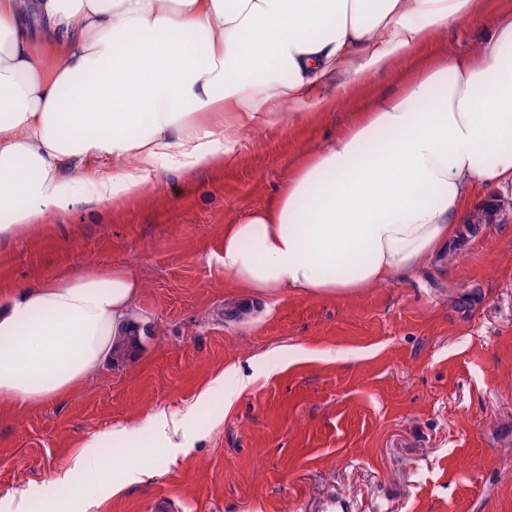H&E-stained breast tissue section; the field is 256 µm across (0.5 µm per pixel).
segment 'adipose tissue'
<instances>
[{
  "mask_svg": "<svg viewBox=\"0 0 512 512\" xmlns=\"http://www.w3.org/2000/svg\"><path fill=\"white\" fill-rule=\"evenodd\" d=\"M475 0H0V239L47 206L139 196L162 163L210 166L228 129L300 119ZM477 50L447 52L357 113L265 205L224 228V269L250 299L352 294L443 259L479 187L512 183V12ZM96 159L94 175L83 172ZM139 281L89 269L0 299V400L67 395L132 335ZM94 436L73 458L95 501L113 479Z\"/></svg>",
  "mask_w": 512,
  "mask_h": 512,
  "instance_id": "ef3b65f1",
  "label": "adipose tissue"
}]
</instances>
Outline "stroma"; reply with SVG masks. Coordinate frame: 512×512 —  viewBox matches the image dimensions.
Instances as JSON below:
<instances>
[{
	"instance_id": "35a3bbf8",
	"label": "stroma",
	"mask_w": 512,
	"mask_h": 512,
	"mask_svg": "<svg viewBox=\"0 0 512 512\" xmlns=\"http://www.w3.org/2000/svg\"><path fill=\"white\" fill-rule=\"evenodd\" d=\"M476 5L478 21L295 124L227 144L208 168L159 166L140 196L74 198L0 240L1 293L119 266L141 284L145 328L131 360L105 362L65 397L0 402V512L23 496L39 512H512V207L450 246L447 266L352 295L278 292L247 306L222 262L225 224L272 197L301 154L444 51L486 40L483 15L512 0ZM221 373L253 383L199 401ZM159 412L182 420L188 453L141 448V482L91 507L55 484L94 435L147 428Z\"/></svg>"
}]
</instances>
